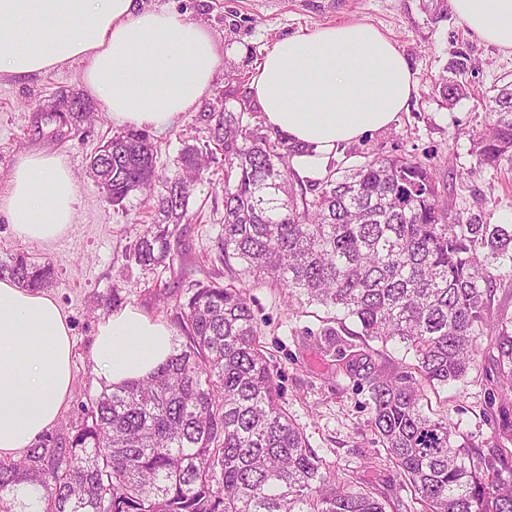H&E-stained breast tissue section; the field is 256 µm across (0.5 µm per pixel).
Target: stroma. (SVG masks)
Here are the masks:
<instances>
[{"instance_id":"1","label":"stroma","mask_w":512,"mask_h":512,"mask_svg":"<svg viewBox=\"0 0 512 512\" xmlns=\"http://www.w3.org/2000/svg\"><path fill=\"white\" fill-rule=\"evenodd\" d=\"M187 13L209 30L219 52L240 77L236 88L248 94L252 76L267 49L280 38L322 25L352 21L372 24L388 34L405 55L416 83L408 111L388 129L340 148L352 161L364 155H412L431 161L450 201L469 207L487 198L491 223L512 224V162L478 165L472 136L488 121L485 89L512 81V54L473 39L450 0H145ZM465 82L467 91L446 102L435 91L441 79ZM228 87L217 71L209 94L196 111L171 126L151 132L160 174L173 175L185 142L203 138L198 116L220 108ZM80 66L73 63L26 81L0 77V192L12 166L28 150L47 147L67 155L76 180L79 205L68 233L48 245L17 239L0 219V262L22 253L53 270L49 293L66 311L73 331L72 399L52 434L66 436L81 415L87 393L99 384L92 371L90 345L98 324L126 306L138 307L178 328L179 303L194 283L223 281L224 268L211 258L222 230V170H204L189 199L191 223L174 228L171 246L179 256L173 267L144 271L128 257L129 247L150 223L144 195L132 192L124 205H112L88 167L101 140L118 130L102 103L90 99L92 118L52 137V125L38 124L59 95L82 92ZM248 294L261 324L263 341L278 371L282 401L303 429L311 450L331 466L340 481L362 478L389 512H414L403 476L378 455L371 427L368 392L353 379L334 374L325 352L321 316L289 314L277 289L250 287ZM477 368L464 379L437 388L429 398L447 415L457 443L483 468H500L499 447L512 445L502 433L504 413H512V389L498 383V350L493 337L477 339Z\"/></svg>"}]
</instances>
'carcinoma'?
<instances>
[{"instance_id":"cac0c4a2","label":"carcinoma","mask_w":512,"mask_h":512,"mask_svg":"<svg viewBox=\"0 0 512 512\" xmlns=\"http://www.w3.org/2000/svg\"><path fill=\"white\" fill-rule=\"evenodd\" d=\"M453 101L464 84L442 81ZM490 121L474 134L480 165L512 161V83L486 92ZM41 115L72 124L92 117L84 99ZM205 140L182 149L178 172L156 167L157 147L136 129L101 145L112 165L91 170L112 205L150 193L154 221L133 244L145 270L173 264L170 226L189 221L193 182L221 151L224 223L215 258L224 283H199L182 303L186 341L150 378L104 385L71 423L22 459L0 460V512H387V502L341 483L311 451L282 405L250 284L277 288L293 313L315 305L325 320L350 319L359 335L410 356L377 362L365 344L336 356V372L367 388L371 426L386 461L421 512H512V449L502 469L466 459L448 418L428 410L427 388L477 367L478 336L498 342L500 383L512 388V317L491 304L512 277V224H491L483 203L455 209L434 167L414 156L330 164L303 179L294 159L308 149L265 125L247 96L203 114ZM162 184L154 193L156 184ZM23 288L52 279L19 255L0 265ZM37 495L27 503L18 487Z\"/></svg>"}]
</instances>
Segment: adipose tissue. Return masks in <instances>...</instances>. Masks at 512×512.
<instances>
[{
    "instance_id": "ef3b65f1",
    "label": "adipose tissue",
    "mask_w": 512,
    "mask_h": 512,
    "mask_svg": "<svg viewBox=\"0 0 512 512\" xmlns=\"http://www.w3.org/2000/svg\"><path fill=\"white\" fill-rule=\"evenodd\" d=\"M470 35L512 53V0H451ZM77 62L86 92L117 125L163 129L207 96L221 59L204 25L143 0H0V74L43 75ZM415 83L406 57L362 22L276 41L250 82L268 126L310 147L320 177L341 145L391 126ZM78 192L65 154L34 149L13 167L0 217L48 244L73 222ZM172 329L136 307L113 312L90 346L108 385L150 378L173 352ZM68 316L47 292L0 279V459L22 458L68 406L75 377Z\"/></svg>"
}]
</instances>
